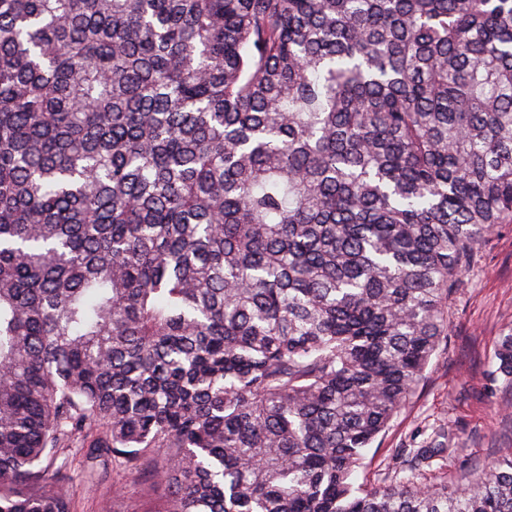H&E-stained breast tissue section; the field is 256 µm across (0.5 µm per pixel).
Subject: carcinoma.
Wrapping results in <instances>:
<instances>
[{
	"label": "carcinoma",
	"instance_id": "cac0c4a2",
	"mask_svg": "<svg viewBox=\"0 0 512 512\" xmlns=\"http://www.w3.org/2000/svg\"><path fill=\"white\" fill-rule=\"evenodd\" d=\"M499 224L512 0H0V512L75 445L162 512H512V454L352 483Z\"/></svg>",
	"mask_w": 512,
	"mask_h": 512
}]
</instances>
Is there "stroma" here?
Segmentation results:
<instances>
[{"instance_id":"obj_1","label":"stroma","mask_w":512,"mask_h":512,"mask_svg":"<svg viewBox=\"0 0 512 512\" xmlns=\"http://www.w3.org/2000/svg\"><path fill=\"white\" fill-rule=\"evenodd\" d=\"M512 325V224H502L480 245L448 301V334L438 356L389 429L365 451L355 484L390 481L418 484L454 480L512 450V388L491 376L495 345ZM442 439L447 458L417 469L395 467L401 449L432 446ZM66 491L72 512H161L165 485L148 476L152 459L139 471L116 468L110 459L76 457Z\"/></svg>"}]
</instances>
